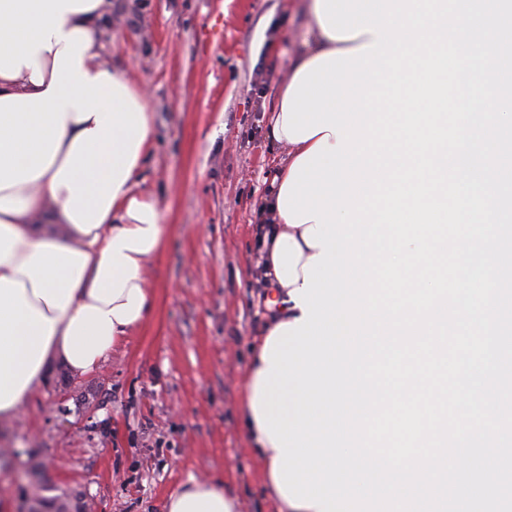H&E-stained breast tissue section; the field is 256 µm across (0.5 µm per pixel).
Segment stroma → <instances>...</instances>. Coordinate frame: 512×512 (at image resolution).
Here are the masks:
<instances>
[{
	"instance_id": "obj_1",
	"label": "stroma",
	"mask_w": 512,
	"mask_h": 512,
	"mask_svg": "<svg viewBox=\"0 0 512 512\" xmlns=\"http://www.w3.org/2000/svg\"><path fill=\"white\" fill-rule=\"evenodd\" d=\"M307 26L298 0H113L104 59L153 106L138 189L167 226L154 300L94 370L52 359L0 419V449L15 452L0 512H27L33 463L51 495H82L90 512H166L192 476L223 484L240 512H274L239 407L271 318L260 205L288 157L268 118Z\"/></svg>"
}]
</instances>
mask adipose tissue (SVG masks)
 <instances>
[{"instance_id": "ef3b65f1", "label": "adipose tissue", "mask_w": 512, "mask_h": 512, "mask_svg": "<svg viewBox=\"0 0 512 512\" xmlns=\"http://www.w3.org/2000/svg\"><path fill=\"white\" fill-rule=\"evenodd\" d=\"M309 24L291 70L322 56L355 51L372 33L330 37L317 0H304ZM111 0H0V416L18 412L39 385L50 358L75 372L95 368L123 336L145 320L153 290L144 275L161 248L165 226L155 201L137 188L153 142L145 90L103 65ZM284 107L270 117L274 141L287 143L290 163L320 140L287 141ZM282 168L272 181L274 224L265 227L264 276L272 288L274 325L302 319L292 290L320 254L305 226L279 215ZM263 346L250 362L241 424L266 469L276 512L292 506L273 474L279 455L254 409ZM167 512H239L222 485L190 479L168 498Z\"/></svg>"}]
</instances>
